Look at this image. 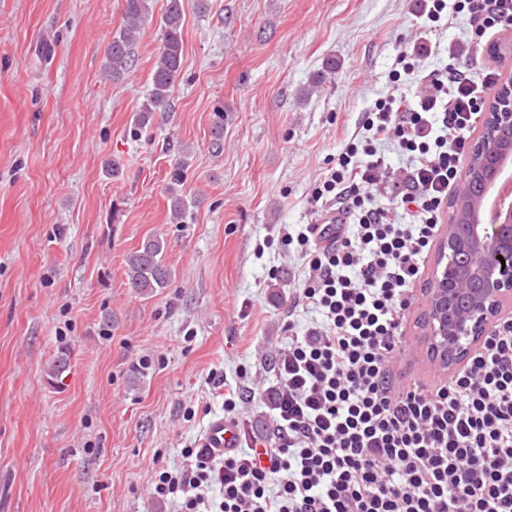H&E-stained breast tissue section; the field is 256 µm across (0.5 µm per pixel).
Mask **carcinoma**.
<instances>
[{
  "label": "carcinoma",
  "instance_id": "carcinoma-1",
  "mask_svg": "<svg viewBox=\"0 0 512 512\" xmlns=\"http://www.w3.org/2000/svg\"><path fill=\"white\" fill-rule=\"evenodd\" d=\"M148 0H124L120 31L115 33L107 51V71L112 79L122 77L134 62V46L140 29L149 16ZM183 9L181 0H167L160 18L163 43L151 76V87L135 117L133 135L139 136L155 115L167 112L175 81L183 60ZM163 242L150 239L130 252L125 259L128 284L141 296H150L166 287L171 271L164 262Z\"/></svg>",
  "mask_w": 512,
  "mask_h": 512
}]
</instances>
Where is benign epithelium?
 <instances>
[{
	"label": "benign epithelium",
	"instance_id": "benign-epithelium-1",
	"mask_svg": "<svg viewBox=\"0 0 512 512\" xmlns=\"http://www.w3.org/2000/svg\"><path fill=\"white\" fill-rule=\"evenodd\" d=\"M512 164V78L484 113L462 183L488 187ZM440 231L422 322L427 353L442 369L462 367L490 328L512 313V207L486 211L460 191Z\"/></svg>",
	"mask_w": 512,
	"mask_h": 512
}]
</instances>
